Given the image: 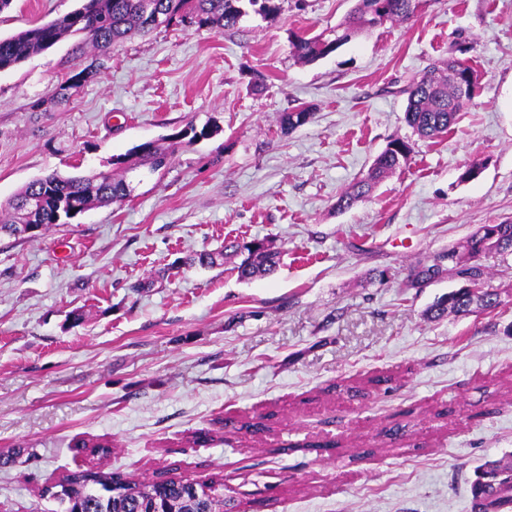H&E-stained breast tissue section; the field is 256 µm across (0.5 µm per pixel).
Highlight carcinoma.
I'll return each instance as SVG.
<instances>
[{"mask_svg": "<svg viewBox=\"0 0 512 512\" xmlns=\"http://www.w3.org/2000/svg\"><path fill=\"white\" fill-rule=\"evenodd\" d=\"M259 6L264 14L276 10L273 0H83L71 13L0 38V71L15 68L30 57L56 45L73 34L83 36V48L98 58L114 44L134 33L153 29L150 20L158 15L168 22H188L199 28L221 30L237 25L244 14L241 2ZM420 0H355L349 15L333 31V37L296 36L291 40L293 57L303 63L314 62L337 50L360 30L381 26L386 22H406L417 12ZM98 73L90 64L68 77L55 89L56 97L66 99L72 90ZM466 80L472 90L478 88V73L470 65L450 58L435 65L409 83L405 122L414 135L431 140L446 134L455 124L457 115L474 98L470 94L461 100L459 81ZM313 117V109L302 105L280 117V129L288 133ZM414 151V142L408 138H394L377 155L367 175L350 184L336 199L339 211L352 207L370 196L374 188L389 174L407 162ZM170 155L167 139L149 143L144 153L131 149L115 163L130 168L147 165L153 171L162 168ZM129 195V186L112 171L100 177H64L49 174L24 186L14 199L0 208V235L8 234L11 227L25 220V204L37 201L39 210L28 220L30 224L50 227L72 219L95 205L121 202ZM235 252L245 253L237 266L238 277L250 281L265 277L276 270L278 252L264 241L231 244ZM486 252L512 254V222L483 224L471 236L467 247L448 251L446 268L434 264L417 266L409 276L407 286L421 288L448 276L460 287L448 292L432 308L433 317L448 310L467 315L471 306L479 305L486 312H494L501 305L500 293L484 287L485 268L479 257ZM60 490L52 497L65 506L64 512H209L218 509L224 491V478L217 475L201 479L160 475L151 480L131 481L118 473L90 467L67 476L58 484ZM473 512H502L512 504V474L502 475L497 468H480L472 483Z\"/></svg>", "mask_w": 512, "mask_h": 512, "instance_id": "carcinoma-1", "label": "carcinoma"}]
</instances>
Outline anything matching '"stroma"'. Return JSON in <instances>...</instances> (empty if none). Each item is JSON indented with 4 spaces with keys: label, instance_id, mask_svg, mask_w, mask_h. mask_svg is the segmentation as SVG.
Returning <instances> with one entry per match:
<instances>
[{
    "label": "stroma",
    "instance_id": "35a3bbf8",
    "mask_svg": "<svg viewBox=\"0 0 512 512\" xmlns=\"http://www.w3.org/2000/svg\"><path fill=\"white\" fill-rule=\"evenodd\" d=\"M275 2L230 29L132 36L65 100L55 87L91 61L81 36L0 72V204L172 138L165 168L126 173L123 202L0 237V512H58L44 489L94 463L79 439L107 440L104 468L136 480L223 475L238 512H470L476 469L512 467V257L480 258L503 300L491 315L430 317L456 281L406 285L512 221V0H423L312 63L291 34L335 28L354 0ZM78 6L12 0L0 37ZM451 56L480 76L458 124L336 210L411 136L407 85ZM304 104L311 121L282 133ZM190 124L210 136L175 140ZM252 239L281 253L267 277L195 262ZM415 143L408 138H394L377 155L367 175L350 184L336 199V209H349L358 201L370 196L374 188L389 174L407 162Z\"/></svg>",
    "mask_w": 512,
    "mask_h": 512
}]
</instances>
